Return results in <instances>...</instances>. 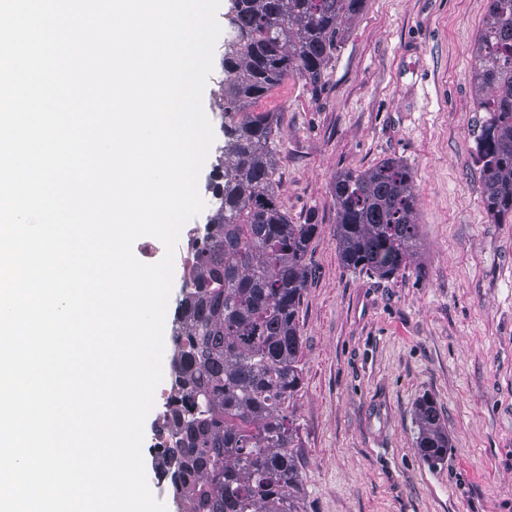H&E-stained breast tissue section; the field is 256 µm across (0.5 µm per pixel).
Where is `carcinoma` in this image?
Listing matches in <instances>:
<instances>
[{"label":"carcinoma","mask_w":512,"mask_h":512,"mask_svg":"<svg viewBox=\"0 0 512 512\" xmlns=\"http://www.w3.org/2000/svg\"><path fill=\"white\" fill-rule=\"evenodd\" d=\"M366 0H232L224 42V112L271 92L288 75L322 84L345 24ZM483 200L495 222L512 217V0H489L476 48ZM277 117L239 119L229 135L224 183L196 254L194 287L175 318V443L164 474L189 512H303L288 413L299 391L297 313L314 224H290L277 202L271 152ZM343 266L391 278L419 246L410 168L387 159L336 178ZM417 447L441 461L448 435L433 403L417 407Z\"/></svg>","instance_id":"carcinoma-1"}]
</instances>
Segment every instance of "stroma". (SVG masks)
<instances>
[{"instance_id":"obj_1","label":"stroma","mask_w":512,"mask_h":512,"mask_svg":"<svg viewBox=\"0 0 512 512\" xmlns=\"http://www.w3.org/2000/svg\"><path fill=\"white\" fill-rule=\"evenodd\" d=\"M488 0H366L321 86L299 75L247 103L273 112L276 195L289 223L313 224L298 309L301 385L290 404L306 512H512V220L481 192L475 49ZM223 44L203 93L215 140L198 178L218 183L228 137ZM385 159L414 175L420 246L384 279L339 258L337 176ZM184 224L166 326L185 279ZM430 398L443 461L418 449Z\"/></svg>"}]
</instances>
